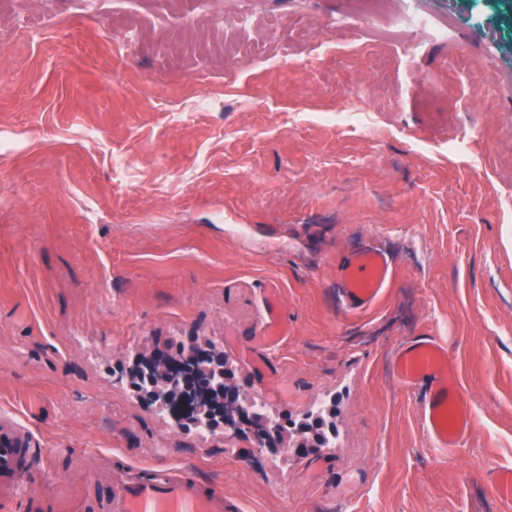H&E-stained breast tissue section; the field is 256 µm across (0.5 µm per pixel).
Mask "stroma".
Returning <instances> with one entry per match:
<instances>
[{"mask_svg":"<svg viewBox=\"0 0 512 512\" xmlns=\"http://www.w3.org/2000/svg\"><path fill=\"white\" fill-rule=\"evenodd\" d=\"M37 6L0 0V427L27 512H104L116 473L159 468L238 512H502L512 0H48L35 35ZM369 247L395 273L354 310L338 267ZM421 336L458 366L460 447L396 382ZM195 347L282 445L144 404L135 360ZM266 322L263 342L269 347H276L287 336L288 325L279 312L276 289H268L265 297Z\"/></svg>","mask_w":512,"mask_h":512,"instance_id":"obj_1","label":"stroma"}]
</instances>
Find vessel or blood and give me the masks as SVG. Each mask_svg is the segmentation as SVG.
<instances>
[{
	"mask_svg": "<svg viewBox=\"0 0 512 512\" xmlns=\"http://www.w3.org/2000/svg\"><path fill=\"white\" fill-rule=\"evenodd\" d=\"M338 273L352 308L373 302L393 276L386 257L368 250L347 258ZM266 322L263 341L278 346L288 333L279 312L276 290L265 297ZM403 386L420 395L422 418L430 437L443 448L461 445L468 434L472 415L463 402L456 380L457 370L446 348L437 339L424 336L405 345L396 356ZM17 448L9 433H0V485L7 487L15 501L28 498L26 484L15 470ZM493 488L505 512H512V470L495 472ZM223 494H201L191 481L165 476L142 481L118 475L114 481L109 512H228Z\"/></svg>",
	"mask_w": 512,
	"mask_h": 512,
	"instance_id": "obj_1",
	"label": "vessel or blood"
}]
</instances>
